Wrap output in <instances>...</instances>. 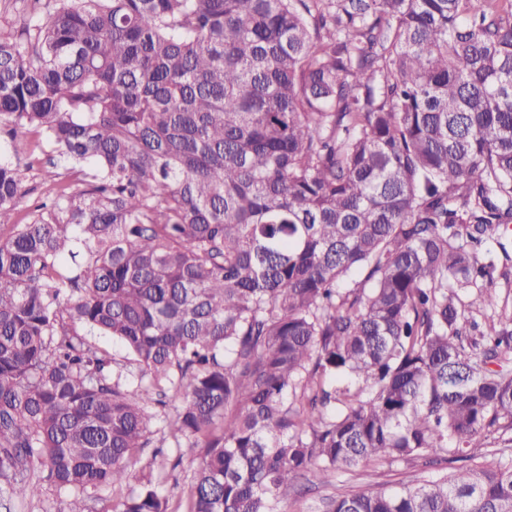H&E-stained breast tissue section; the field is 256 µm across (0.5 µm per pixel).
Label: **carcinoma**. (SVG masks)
Segmentation results:
<instances>
[{
    "label": "carcinoma",
    "mask_w": 512,
    "mask_h": 512,
    "mask_svg": "<svg viewBox=\"0 0 512 512\" xmlns=\"http://www.w3.org/2000/svg\"><path fill=\"white\" fill-rule=\"evenodd\" d=\"M2 124L82 187L19 224L0 162V509L91 512L152 448L111 512L421 457L454 470L322 512H512L474 451L512 447V0H53L0 37ZM68 500L69 498L65 495H59L52 488H47L41 503L33 506L29 504L20 505L16 512H64L67 508Z\"/></svg>",
    "instance_id": "carcinoma-1"
}]
</instances>
